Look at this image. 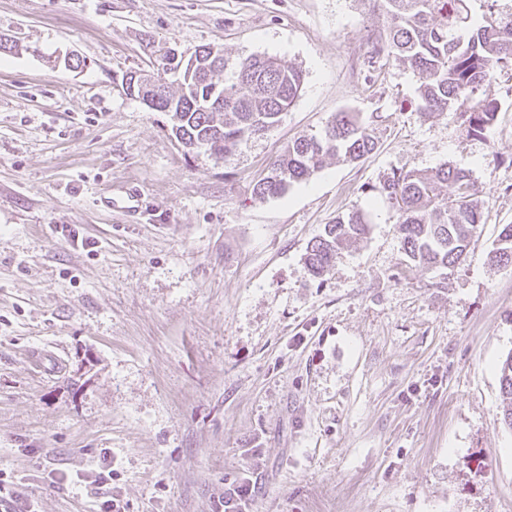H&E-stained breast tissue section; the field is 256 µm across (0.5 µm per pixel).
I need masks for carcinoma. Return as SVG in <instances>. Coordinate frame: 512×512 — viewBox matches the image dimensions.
I'll return each instance as SVG.
<instances>
[{
    "label": "carcinoma",
    "instance_id": "1",
    "mask_svg": "<svg viewBox=\"0 0 512 512\" xmlns=\"http://www.w3.org/2000/svg\"><path fill=\"white\" fill-rule=\"evenodd\" d=\"M390 26L383 49L421 75L419 112L425 118L450 106L463 109L470 129L483 132L496 118L498 103L483 87L495 72L512 63V0H487L480 18L469 0H384ZM190 61L169 59L157 50L161 67L179 71V91L154 102L152 111L170 116L171 131L189 145L205 147L228 159L241 143L276 126L299 96L302 70L267 55L232 60L210 46L195 50ZM375 136L354 112H338L316 134L288 143L267 174L252 188L259 199L284 195L313 174L325 159L357 162L373 153ZM448 193L441 194L442 187ZM395 208L405 256L427 269L448 268L467 253L481 221L482 189L470 172L448 164L432 170H397L381 185ZM369 220L361 210L342 213L306 248L305 263L323 277L344 245L362 238ZM498 267H512V224H506L489 253ZM502 422L512 429V351L499 366Z\"/></svg>",
    "mask_w": 512,
    "mask_h": 512
}]
</instances>
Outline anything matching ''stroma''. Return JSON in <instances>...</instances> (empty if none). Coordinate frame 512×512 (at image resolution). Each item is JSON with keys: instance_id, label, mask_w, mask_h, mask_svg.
Here are the masks:
<instances>
[{"instance_id": "1", "label": "stroma", "mask_w": 512, "mask_h": 512, "mask_svg": "<svg viewBox=\"0 0 512 512\" xmlns=\"http://www.w3.org/2000/svg\"><path fill=\"white\" fill-rule=\"evenodd\" d=\"M386 30L382 0H0L21 45L0 57V474L32 512H216L235 481L249 512H512V267L489 261L512 224V66L477 137L459 110L420 116ZM159 45L273 56L304 85L218 161L123 92ZM60 49L90 68L54 67ZM338 112L376 150L255 198ZM444 164L482 188V219L459 264L427 270L378 188ZM354 209L368 235L312 278L309 242ZM500 388L503 396L502 422L512 429V351L499 366Z\"/></svg>"}]
</instances>
